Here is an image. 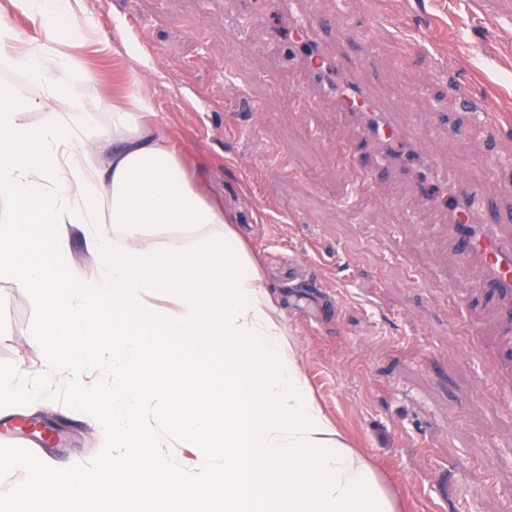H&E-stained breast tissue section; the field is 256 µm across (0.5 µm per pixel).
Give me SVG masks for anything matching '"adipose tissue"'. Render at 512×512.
<instances>
[{
	"label": "adipose tissue",
	"mask_w": 512,
	"mask_h": 512,
	"mask_svg": "<svg viewBox=\"0 0 512 512\" xmlns=\"http://www.w3.org/2000/svg\"><path fill=\"white\" fill-rule=\"evenodd\" d=\"M81 2L13 0L47 43H16L0 13V54L28 79L0 82V277L31 293L44 371L68 374L73 401L89 407L108 447L92 474L36 470L26 497L95 512L147 485L166 502L223 491L224 512H394L309 393L233 219L200 194L175 144L142 123L149 101L129 107L88 94L95 76L67 52L62 29L92 28ZM35 108L46 114L38 123L28 118ZM76 228L92 269L73 260ZM159 295L175 310L157 313ZM107 311L122 322L120 338L101 324ZM152 321L201 350L223 346V394L175 365L161 382L144 376L137 336ZM89 362L108 369L93 391L81 374ZM150 399L192 447L214 449L216 462H194L192 481L153 456Z\"/></svg>",
	"instance_id": "adipose-tissue-1"
}]
</instances>
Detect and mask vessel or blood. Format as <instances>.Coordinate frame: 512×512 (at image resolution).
I'll return each mask as SVG.
<instances>
[{"mask_svg":"<svg viewBox=\"0 0 512 512\" xmlns=\"http://www.w3.org/2000/svg\"><path fill=\"white\" fill-rule=\"evenodd\" d=\"M470 5L472 17L512 20V0H470ZM334 23V18L316 11L293 16L292 36L282 43V56L289 68L299 71L308 103L332 106L342 116L349 134L346 157L362 169L363 187L378 191L384 184L396 183L416 188L407 165L394 156L395 143L404 140L421 157L427 156V146L421 134L401 131L385 105L369 90L363 73L373 63L371 51L337 59L348 88L347 94L341 95L324 85L323 65L329 51L323 49L312 56L305 50L313 33ZM456 103L469 120L485 122L500 131L512 130V96L490 101L477 113L471 111L467 95H458ZM449 191L456 205L445 214L448 248L460 263L478 271L479 284L495 305L504 328L499 344L512 351V233L503 232L501 211L478 184L454 178Z\"/></svg>","mask_w":512,"mask_h":512,"instance_id":"vessel-or-blood-1","label":"vessel or blood"}]
</instances>
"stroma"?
<instances>
[{
	"label": "stroma",
	"mask_w": 512,
	"mask_h": 512,
	"mask_svg": "<svg viewBox=\"0 0 512 512\" xmlns=\"http://www.w3.org/2000/svg\"><path fill=\"white\" fill-rule=\"evenodd\" d=\"M340 30L410 23L421 46L404 59L388 39L373 41L375 63L364 79L403 122L426 136L439 169L414 154L421 180L446 197L445 175L483 186L512 212V136L469 123L451 87L478 96L512 94V30L473 19L466 0H319ZM95 35L68 31L69 52L97 75L110 99L138 94L148 119L182 152L199 188L223 204L282 314L287 340L308 390L347 445L375 474L396 512H512V394L489 345L499 329L479 298L477 279L456 269L436 230L437 215L408 188L390 190L393 205L358 190L357 165L336 148L345 136L335 112L298 108L299 76L269 38H287L288 6L280 0L243 27L238 0H85ZM150 62L139 87L135 55ZM440 58V75L431 60ZM233 64L225 73V64ZM461 131L449 149L443 124ZM496 151L497 173L484 157ZM313 297L322 324L289 309L296 294ZM30 293L0 280V370L28 368L20 383L36 399L0 408V512H51L52 502L25 500L32 479L28 451L58 467L94 471L103 452L89 412L70 399L64 376L39 377L43 351L31 340ZM479 324L481 336L471 335ZM146 371L160 380L171 363L189 373L207 368L209 387L224 391V351L206 352L148 332ZM145 418L158 436L167 469L189 473V440L167 424L157 402Z\"/></svg>",
	"instance_id": "1"
}]
</instances>
